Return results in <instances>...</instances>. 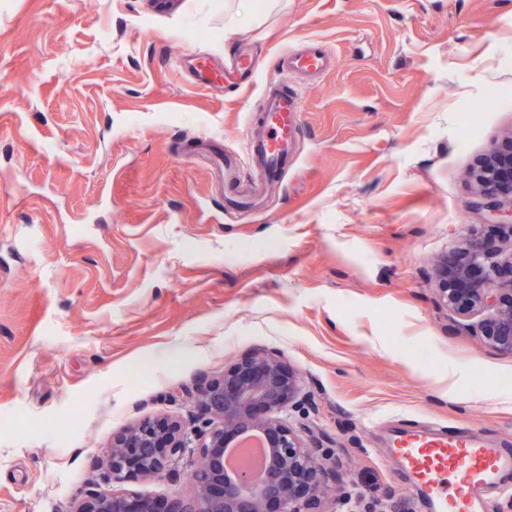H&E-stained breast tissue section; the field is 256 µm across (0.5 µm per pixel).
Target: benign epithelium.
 I'll return each mask as SVG.
<instances>
[{
    "label": "benign epithelium",
    "mask_w": 512,
    "mask_h": 512,
    "mask_svg": "<svg viewBox=\"0 0 512 512\" xmlns=\"http://www.w3.org/2000/svg\"><path fill=\"white\" fill-rule=\"evenodd\" d=\"M472 207L512 214V136L473 172ZM443 306L459 314L487 312L480 326L490 347L512 354V249L471 240L435 264ZM188 395L206 418L199 422L145 420L112 439L100 481L118 484L129 474L164 478L189 472L193 497H133L116 490L88 492L72 512H375L362 496L334 489L338 463L309 447L289 416L306 398L302 375L277 355L258 351L207 378ZM253 438L268 451L261 478L248 469L229 472L225 455Z\"/></svg>",
    "instance_id": "1"
}]
</instances>
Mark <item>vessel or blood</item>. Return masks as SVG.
Returning a JSON list of instances; mask_svg holds the SVG:
<instances>
[{
	"label": "vessel or blood",
	"mask_w": 512,
	"mask_h": 512,
	"mask_svg": "<svg viewBox=\"0 0 512 512\" xmlns=\"http://www.w3.org/2000/svg\"><path fill=\"white\" fill-rule=\"evenodd\" d=\"M333 56L321 42L292 48L280 56L282 77L268 85L262 99L259 133L247 139V154L258 176L249 193L267 191L266 173L279 168L294 148L302 126V102L288 81L330 70ZM254 62L239 55L231 68L212 65L209 58L196 57L193 65L198 80L217 89L234 86V76L251 71ZM390 450L415 476L434 504L435 512H478L485 507V493L512 472V454L485 447L472 437L402 431L390 437Z\"/></svg>",
	"instance_id": "1"
}]
</instances>
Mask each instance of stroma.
I'll return each mask as SVG.
<instances>
[{
  "label": "stroma",
  "instance_id": "obj_1",
  "mask_svg": "<svg viewBox=\"0 0 512 512\" xmlns=\"http://www.w3.org/2000/svg\"><path fill=\"white\" fill-rule=\"evenodd\" d=\"M311 40L336 64L294 80L293 153L258 208L225 210L205 160L244 159L280 53ZM244 42L249 85L187 76ZM511 135L512 0H0V512H71L114 435L202 418L184 390L259 349L302 373L290 422L348 489L432 512L391 430L512 449V355L433 279L499 242L470 172Z\"/></svg>",
  "mask_w": 512,
  "mask_h": 512
}]
</instances>
